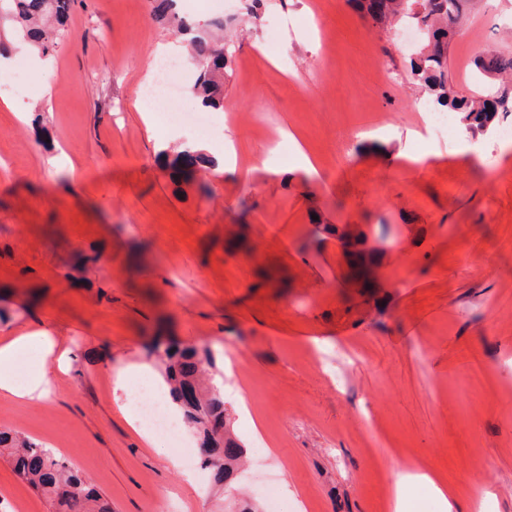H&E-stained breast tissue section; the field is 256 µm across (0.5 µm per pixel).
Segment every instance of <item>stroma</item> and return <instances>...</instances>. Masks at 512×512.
Returning a JSON list of instances; mask_svg holds the SVG:
<instances>
[{
	"label": "stroma",
	"instance_id": "1",
	"mask_svg": "<svg viewBox=\"0 0 512 512\" xmlns=\"http://www.w3.org/2000/svg\"><path fill=\"white\" fill-rule=\"evenodd\" d=\"M299 29L254 25L224 80L223 146L158 123L141 81L170 25L148 0H85L52 51L51 88L0 90V334L71 350L47 400L0 396V428L52 448L112 512H237L275 472L288 512H391L394 474H430L474 512H512V144L424 132L409 51L348 0H268ZM512 0H476L448 47L512 48ZM198 142L193 184L159 160ZM208 186L200 196L199 186ZM387 222L401 250L369 293L326 228ZM97 263L79 266L81 255ZM209 349L249 459L245 482L186 485L119 411L112 373L160 380L147 345ZM343 346L347 393L319 367ZM0 512H50L0 457Z\"/></svg>",
	"mask_w": 512,
	"mask_h": 512
}]
</instances>
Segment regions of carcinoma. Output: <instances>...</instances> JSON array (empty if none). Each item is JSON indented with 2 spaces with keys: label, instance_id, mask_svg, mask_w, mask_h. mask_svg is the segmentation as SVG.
Returning <instances> with one entry per match:
<instances>
[{
  "label": "carcinoma",
  "instance_id": "carcinoma-1",
  "mask_svg": "<svg viewBox=\"0 0 512 512\" xmlns=\"http://www.w3.org/2000/svg\"><path fill=\"white\" fill-rule=\"evenodd\" d=\"M73 0H0V39L9 33L42 55L55 49L67 25ZM374 24L394 29L413 22L423 30L422 44L410 58L412 78L424 88L434 107L455 115L466 134L480 133L512 114V52L486 47L474 57L476 89L467 93L456 87L448 65V44L456 24L470 9L472 0H348ZM158 19L168 18L177 32L188 37L191 60L197 69L193 96L206 109H224V72L230 69L234 50L220 37H208L175 13V0H150ZM160 157L177 183L194 181L198 168L215 166L217 160L192 144L183 145L174 157ZM154 357L172 400L182 417L199 435L202 466L214 472L217 483L229 480L245 454L233 437L224 398L201 388L199 378L213 366L209 351L182 345L171 338L152 340ZM0 455L13 471L52 505V512H112L87 479L52 449L13 430H0Z\"/></svg>",
  "mask_w": 512,
  "mask_h": 512
}]
</instances>
